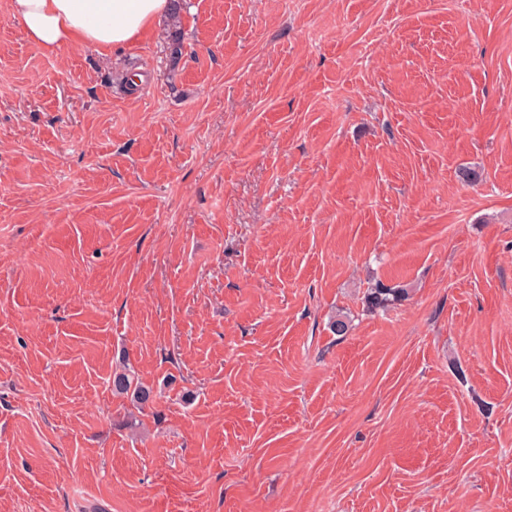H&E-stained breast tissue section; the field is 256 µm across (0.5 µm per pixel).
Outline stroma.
<instances>
[{"mask_svg": "<svg viewBox=\"0 0 512 512\" xmlns=\"http://www.w3.org/2000/svg\"><path fill=\"white\" fill-rule=\"evenodd\" d=\"M0 512H512V0H0ZM13 15L46 50L91 46L116 51L154 29L171 0H13ZM409 297L408 288L403 286H387L378 283L372 288H368L364 294V302L371 310H387L388 308L399 305ZM112 392L129 397L140 409L153 405L156 393L150 385L139 380L134 368L126 363L112 373Z\"/></svg>", "mask_w": 512, "mask_h": 512, "instance_id": "stroma-1", "label": "stroma"}]
</instances>
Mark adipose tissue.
Returning <instances> with one entry per match:
<instances>
[{
  "mask_svg": "<svg viewBox=\"0 0 512 512\" xmlns=\"http://www.w3.org/2000/svg\"><path fill=\"white\" fill-rule=\"evenodd\" d=\"M171 8V0H13L14 17L49 51L62 46L116 51L143 38Z\"/></svg>",
  "mask_w": 512,
  "mask_h": 512,
  "instance_id": "1",
  "label": "adipose tissue"
}]
</instances>
